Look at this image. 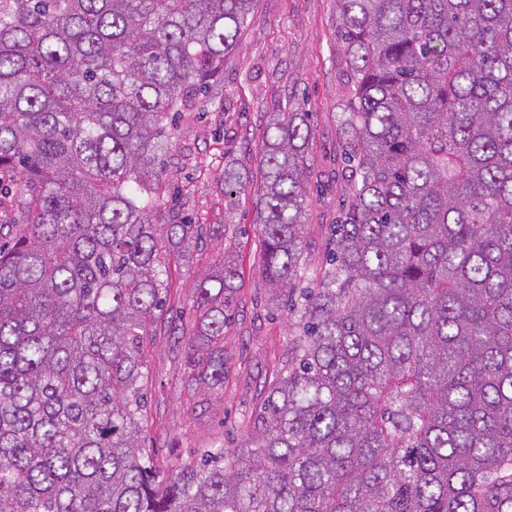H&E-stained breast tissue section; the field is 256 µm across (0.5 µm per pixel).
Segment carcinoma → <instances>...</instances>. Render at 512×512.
<instances>
[{"mask_svg": "<svg viewBox=\"0 0 512 512\" xmlns=\"http://www.w3.org/2000/svg\"><path fill=\"white\" fill-rule=\"evenodd\" d=\"M254 2L0 0V512H512V0H336L353 95L321 258L308 113L259 148L287 359L236 447L140 448L171 261L224 239L185 200L158 219L162 158ZM237 277L220 257L174 333L207 392Z\"/></svg>", "mask_w": 512, "mask_h": 512, "instance_id": "obj_1", "label": "carcinoma"}]
</instances>
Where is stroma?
<instances>
[{"instance_id":"stroma-1","label":"stroma","mask_w":512,"mask_h":512,"mask_svg":"<svg viewBox=\"0 0 512 512\" xmlns=\"http://www.w3.org/2000/svg\"><path fill=\"white\" fill-rule=\"evenodd\" d=\"M337 26L336 0H257L238 50L224 62L215 98L178 122L176 161L162 183L164 204L184 198L193 223L224 225L225 251L236 258L240 277L224 328V394L203 396L182 383L172 333L181 313L191 310L196 273L217 251L170 266L166 310L147 350L149 425L141 438L158 461L207 447L219 430L227 441H241L288 353L287 312L268 306V286L257 271L258 150L268 113H308L307 240L321 256L324 227L336 220L345 182L336 118L349 100L350 76ZM228 169L247 184L230 203L224 199Z\"/></svg>"}]
</instances>
